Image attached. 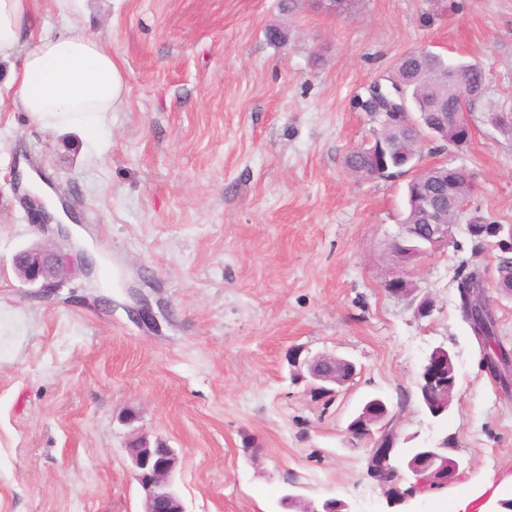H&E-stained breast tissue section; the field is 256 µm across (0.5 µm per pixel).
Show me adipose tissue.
<instances>
[{
    "instance_id": "ef3b65f1",
    "label": "adipose tissue",
    "mask_w": 512,
    "mask_h": 512,
    "mask_svg": "<svg viewBox=\"0 0 512 512\" xmlns=\"http://www.w3.org/2000/svg\"><path fill=\"white\" fill-rule=\"evenodd\" d=\"M35 0H0V60L21 57L10 76L14 104L42 127L98 130L126 99L125 76L101 39L73 31L39 37L19 54Z\"/></svg>"
}]
</instances>
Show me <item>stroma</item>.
<instances>
[{"mask_svg":"<svg viewBox=\"0 0 512 512\" xmlns=\"http://www.w3.org/2000/svg\"><path fill=\"white\" fill-rule=\"evenodd\" d=\"M39 30L102 39L127 82L103 129L50 130L12 102L20 58L0 61V512H141L125 447L163 438L180 456L188 512H270L288 484L350 512H436L465 489L512 496V389L483 367L459 310L462 266L493 272L496 239L465 224L415 269L385 282L409 174H348L379 132L359 107L397 60L427 48L478 64L484 92L468 144L423 143L417 169L473 176L472 214L512 230V0H37ZM288 37L278 44L271 28ZM31 171L79 218L72 240L99 276L70 272L34 295L13 254L59 245L34 220ZM152 307L144 324L137 299ZM430 299L433 310L418 306ZM438 347L457 387L429 418L416 378ZM333 354L357 375L314 393L288 364ZM371 395L400 448L451 439L447 487L395 505L346 428Z\"/></svg>","mask_w":512,"mask_h":512,"instance_id":"35a3bbf8","label":"stroma"}]
</instances>
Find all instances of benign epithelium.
Here are the masks:
<instances>
[{"label": "benign epithelium", "instance_id": "1", "mask_svg": "<svg viewBox=\"0 0 512 512\" xmlns=\"http://www.w3.org/2000/svg\"><path fill=\"white\" fill-rule=\"evenodd\" d=\"M377 109L383 111L390 125L410 128L416 140L425 142L434 134L448 129L446 123H433L428 116L413 112L406 91L403 88L391 89L377 84L371 90ZM467 206L454 198L448 199V210L433 207L432 223L402 224L400 232L393 240V261L397 271L385 281L387 291L399 296L412 289L410 275L421 260L432 250L448 245V225L441 222L445 213L464 211ZM23 282L39 289L41 295L49 297L58 287L59 280L74 268L90 275L95 270L94 262L83 251L65 250L64 247H32L18 251L13 258ZM449 352L438 347L432 351L422 367L417 385L425 392V411L434 420L442 419L448 413V396L457 386V378L448 375ZM338 362L347 368V383L356 374L354 363L331 354H317L297 363L295 374L308 376L313 389L322 394L334 392L337 384L333 375L324 372V365ZM389 409L386 402L374 397L363 406L360 420L352 419L347 432L357 440H370L376 447L389 434L390 422L387 421ZM140 447L128 450L133 465V478L143 498V512H186L181 497L170 490V481L179 463L175 449L166 447L163 439H155L157 447H150L149 440L137 437L132 443ZM400 463L417 478L416 485L408 492L400 493L393 501L400 502L411 493L430 488L446 487L459 468V462L448 459V441L444 440L427 448H408L400 454ZM274 512H348L347 505L334 498L318 503L306 500L293 488L284 490L277 500Z\"/></svg>", "mask_w": 512, "mask_h": 512}]
</instances>
